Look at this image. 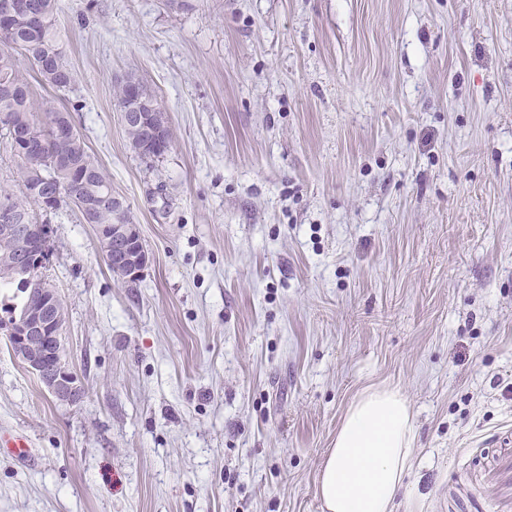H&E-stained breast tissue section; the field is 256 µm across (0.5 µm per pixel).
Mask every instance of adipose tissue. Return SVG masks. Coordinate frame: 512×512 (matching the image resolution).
I'll return each instance as SVG.
<instances>
[{
  "label": "adipose tissue",
  "instance_id": "adipose-tissue-1",
  "mask_svg": "<svg viewBox=\"0 0 512 512\" xmlns=\"http://www.w3.org/2000/svg\"><path fill=\"white\" fill-rule=\"evenodd\" d=\"M415 443L413 411L398 389L370 387L350 404L318 474L324 512H393Z\"/></svg>",
  "mask_w": 512,
  "mask_h": 512
}]
</instances>
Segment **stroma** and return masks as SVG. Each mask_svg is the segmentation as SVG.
I'll list each match as a JSON object with an SVG mask.
<instances>
[{"label": "stroma", "mask_w": 512, "mask_h": 512, "mask_svg": "<svg viewBox=\"0 0 512 512\" xmlns=\"http://www.w3.org/2000/svg\"><path fill=\"white\" fill-rule=\"evenodd\" d=\"M88 152L150 262L128 285L76 207L45 275L86 391L0 336V512H323L355 397L410 400L394 512H493L512 440V0H60ZM138 79L173 145L146 160ZM127 79L135 80L140 84L143 99L150 103L152 102L159 105L155 96L149 93L140 83V81L132 77ZM129 92L130 96L128 97V101L126 103H123L126 101L128 96V88L125 82L120 85L117 93V100L119 104L123 103L119 105L120 112H122V121L125 124H130V126L124 125L129 142L132 148L135 149L141 157L146 159L159 157L166 153L171 146L172 134L170 128L167 127L161 137L153 140L150 143L144 141L143 134L147 140H152L155 138L160 133L162 127L166 126L167 124L166 114L163 112V109L160 108V105L159 107L155 104L147 106L148 112L140 111L139 106L143 103L140 91L136 88L135 84H132ZM140 149L142 150L139 151ZM481 477L494 497V512H511L512 451L504 449L495 453L489 464L482 468Z\"/></svg>", "instance_id": "obj_1"}]
</instances>
